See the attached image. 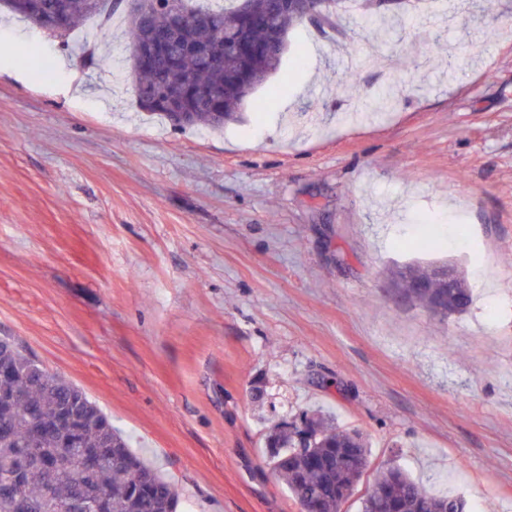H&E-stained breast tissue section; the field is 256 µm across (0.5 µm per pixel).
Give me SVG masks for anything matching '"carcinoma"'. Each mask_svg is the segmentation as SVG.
<instances>
[{"label":"carcinoma","mask_w":512,"mask_h":512,"mask_svg":"<svg viewBox=\"0 0 512 512\" xmlns=\"http://www.w3.org/2000/svg\"><path fill=\"white\" fill-rule=\"evenodd\" d=\"M178 1L194 14L211 17V22L187 23L178 34L181 42L196 43L209 49L214 61L207 68H199L191 60L175 65L159 63L141 68L132 51L137 43L167 35L170 4ZM229 9H213L202 0H150V14L146 20L128 15L126 50L137 101L140 109L170 119L163 102L167 93L186 85L193 88V125L210 130H221L236 122L247 99L261 84L250 81L247 74H255L265 66L275 74L280 69L283 53L271 43L272 32L289 33L302 25L304 19L276 7L275 0H250L253 16L245 22L241 0ZM318 21L336 26V17L345 0H311ZM4 7L35 26L58 11L70 17L69 29L79 27L86 19L110 9L121 8L122 0H3ZM238 30L250 47L245 53L224 51V33ZM220 98L224 103V120L212 116L211 103ZM392 280H419L426 288L413 301L429 314L442 307L447 314L462 313L471 303L468 288H447L435 279L433 268H397L390 273ZM7 344L11 354L7 363L13 375L0 376V426L13 424L10 431L0 430V512H56L59 504L77 498L96 499L101 503L97 512H178L179 494L175 486L147 464L130 448L129 439L112 426V421L98 406L89 405L73 435L57 427V411L75 389L59 375L44 373L38 385L28 384L31 371L38 367L33 358L18 343L1 338L0 346ZM37 421L44 434L35 447L43 454H55L64 442L74 438V449L66 471L52 483H47L42 472L30 468L19 484L4 479L17 464L23 449L30 447L28 425ZM112 443V453L102 454L97 464L87 467L82 455L89 448H102ZM267 447L273 449L270 461L273 468L286 480L288 491L296 500L316 495L318 512H339L342 502L360 482L368 467V446L363 436L355 431L340 430L324 415L304 417L301 426L283 434L276 429L267 437ZM150 477V483L138 487L134 475ZM380 498L386 512H466V502L456 494L435 495L411 479L403 470L388 466L376 472L362 500V512H374L375 498Z\"/></svg>","instance_id":"1"}]
</instances>
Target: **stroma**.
Segmentation results:
<instances>
[{"instance_id":"obj_1","label":"stroma","mask_w":512,"mask_h":512,"mask_svg":"<svg viewBox=\"0 0 512 512\" xmlns=\"http://www.w3.org/2000/svg\"><path fill=\"white\" fill-rule=\"evenodd\" d=\"M385 11L403 37L359 5L292 30L212 131L139 109L124 13L63 39L0 9V337L130 436L179 512H301L265 436L317 411L372 468L512 512V0ZM448 261L463 314L393 295L389 269Z\"/></svg>"}]
</instances>
